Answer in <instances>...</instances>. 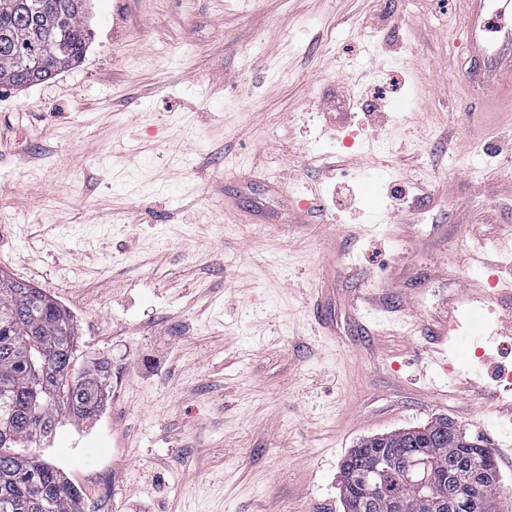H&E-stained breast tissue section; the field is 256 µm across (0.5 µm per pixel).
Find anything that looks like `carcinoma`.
Returning <instances> with one entry per match:
<instances>
[{
  "label": "carcinoma",
  "mask_w": 512,
  "mask_h": 512,
  "mask_svg": "<svg viewBox=\"0 0 512 512\" xmlns=\"http://www.w3.org/2000/svg\"><path fill=\"white\" fill-rule=\"evenodd\" d=\"M0 0V83L22 87L50 79L78 65L91 32L87 0ZM33 41L48 56L41 68H27L17 44ZM76 325L50 296L0 272V512H84L78 489L63 471L40 460L36 450L50 446L62 417L91 422L104 409L111 367L106 362L75 371ZM64 385V400L50 399ZM455 424L437 418L425 433L404 430L362 440L343 461L341 492L345 512H393L389 500L372 490L362 475L371 472L379 454L400 473L420 459L431 463V487L467 483L470 464L497 470L493 452L476 443H460ZM404 512H449L445 501L424 490L399 487Z\"/></svg>",
  "instance_id": "obj_1"
}]
</instances>
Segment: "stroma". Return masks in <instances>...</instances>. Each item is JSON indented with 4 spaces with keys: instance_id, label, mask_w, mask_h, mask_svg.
Listing matches in <instances>:
<instances>
[{
    "instance_id": "stroma-1",
    "label": "stroma",
    "mask_w": 512,
    "mask_h": 512,
    "mask_svg": "<svg viewBox=\"0 0 512 512\" xmlns=\"http://www.w3.org/2000/svg\"><path fill=\"white\" fill-rule=\"evenodd\" d=\"M88 13L79 67L0 84V271L112 366L42 458L92 512H344L351 448L445 417L495 449L512 512L504 303L447 374L415 329L512 283V96L464 84L461 0Z\"/></svg>"
}]
</instances>
